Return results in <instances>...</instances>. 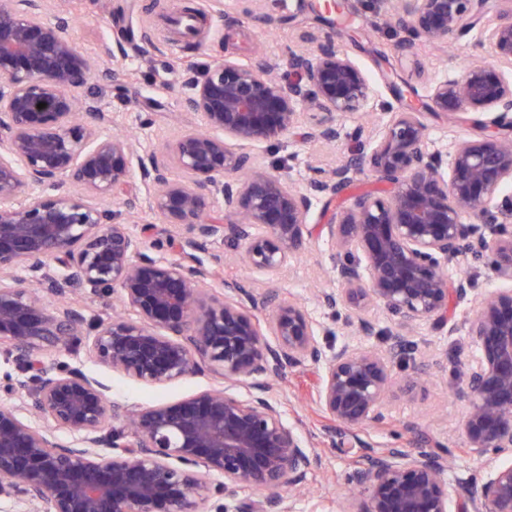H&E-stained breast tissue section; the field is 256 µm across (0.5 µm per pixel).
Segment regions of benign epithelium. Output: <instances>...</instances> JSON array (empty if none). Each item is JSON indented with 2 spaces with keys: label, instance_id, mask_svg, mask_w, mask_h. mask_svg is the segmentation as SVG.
Returning <instances> with one entry per match:
<instances>
[{
  "label": "benign epithelium",
  "instance_id": "obj_1",
  "mask_svg": "<svg viewBox=\"0 0 512 512\" xmlns=\"http://www.w3.org/2000/svg\"><path fill=\"white\" fill-rule=\"evenodd\" d=\"M390 26L405 33L396 50H443L477 31L486 56L436 81L430 114L512 131V0H377ZM37 0L0 5V349L15 373L0 387V497L10 512H224L213 500L237 489L263 491L237 512H288L285 489H300L318 457L270 396L268 380L308 363L323 364L316 402L344 430L384 419L387 399L411 394L416 377L395 385L393 368L412 344L393 335L388 350L343 346L326 352L308 313L239 282L203 293L224 257L206 266L197 253L216 240L243 245L244 258L277 276L307 246L313 197L330 207L367 167L390 186L385 197L359 194L319 225L344 260L338 292L319 302L342 308L345 323L369 336L366 317L384 309L400 324L448 326L451 299L470 282L452 281L444 265L488 257L491 277L512 284V232L486 237L481 228L512 219V135L459 141L448 167L430 150L421 112L402 104L371 150L351 157L310 190L256 168L252 155L229 146L282 142L317 116L308 137L333 142L338 118L362 112L368 78L336 47V24L315 50L288 49V72L277 77L264 59L221 60L177 73L181 104L207 132L185 131L140 161V179L157 185V223L173 259L146 253L143 237L99 201L127 195L130 144L105 135V113L77 91L92 63L70 21L44 24ZM45 107L40 109L38 104ZM184 173L171 176L170 167ZM48 186L25 203L26 186ZM221 197L224 213L213 210ZM114 292L125 313L92 323L59 297ZM271 309L260 323L256 312ZM481 356L468 370L464 428L471 455L492 465L480 489L457 512H512V287L481 302L468 323ZM88 340L90 356L139 383L163 386L191 375L249 389L242 399L224 387L176 403L138 408L109 399L107 387L80 367L44 357ZM120 422V427L113 426ZM413 448H370L359 459V494L347 512H451L448 450L415 427ZM65 433L70 441L64 442Z\"/></svg>",
  "mask_w": 512,
  "mask_h": 512
}]
</instances>
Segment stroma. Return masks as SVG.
<instances>
[{
	"mask_svg": "<svg viewBox=\"0 0 512 512\" xmlns=\"http://www.w3.org/2000/svg\"><path fill=\"white\" fill-rule=\"evenodd\" d=\"M189 2L211 16L209 25L194 35L171 27L172 19ZM323 3L324 0H263L261 17L274 23L273 30L268 31L259 19L244 13L242 0H43L41 18L52 22L68 17L78 43L93 62V75L82 93L110 116L104 133L126 137L132 143L128 158L130 189L139 206L124 217L131 232L140 233L144 225L155 221L152 191L139 177L140 159L173 141L185 129L201 125L197 115L181 109L178 93L170 87L175 70L187 61L203 67L224 58L246 63L256 56L279 66L289 47L297 44L304 33L324 30L316 11ZM347 5L354 17L342 25L345 35L340 45L373 87L366 115L341 117L340 136L332 145L299 135L282 144L260 143L249 148L262 168L284 173L302 188L312 177L311 165L329 171L351 154L369 152V137L358 136L356 129L365 125L382 131L389 119V108L395 103L393 86L410 85L413 101L426 103L434 79L453 75L455 69L476 56V37L472 34L445 51L425 48L416 58L396 54L393 45L397 37L381 28L380 17L365 9L362 0H347ZM120 29L131 34L138 51L117 54L115 37ZM114 69L121 73L120 82H113L110 77ZM423 120L428 126L430 148L446 157L459 140L482 135L481 129L428 113ZM334 252L326 236H314L305 252L273 280L248 266L241 247L226 240L210 245L201 259L206 262L211 254H223L224 277L301 304L317 324L318 340L325 349L352 344L386 350L391 333L398 329L396 317L376 308L369 310L376 331L371 336H359L346 327L343 311L329 310L318 302L319 292L338 288ZM445 273L452 280L462 275L470 279L468 297L448 306L453 331L420 323L409 332V339L416 345L410 363L429 364L430 376L412 396L393 398L382 421L363 427L354 436L340 429L335 437H328L326 419L315 402L317 369L293 368L283 380L274 382L272 396L280 402L285 420L297 429L304 446L320 457L318 466L307 475L304 494L290 498L291 512H341L347 491L354 485L355 463L365 449L409 447L417 429L451 450L448 485L452 499H462L465 492L488 478V469L468 451L464 420L469 403L459 391L466 385L468 365L477 354L465 324L476 315L480 300L491 297L499 283L487 274L481 259L446 266ZM59 360L83 368L109 386L111 399L130 406L174 403L218 384L217 379L205 373L164 386H146L94 362L81 345L60 354Z\"/></svg>",
	"mask_w": 512,
	"mask_h": 512,
	"instance_id": "35a3bbf8",
	"label": "stroma"
}]
</instances>
